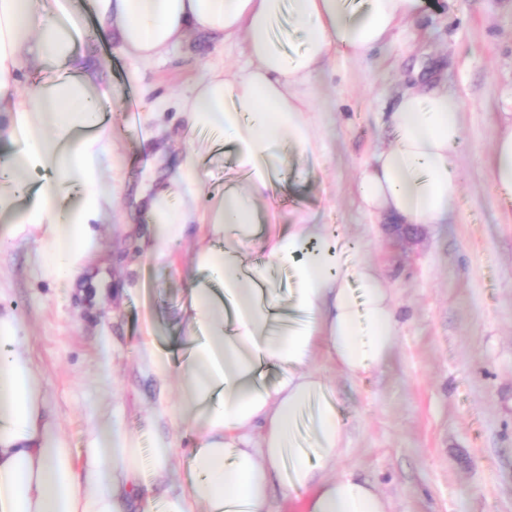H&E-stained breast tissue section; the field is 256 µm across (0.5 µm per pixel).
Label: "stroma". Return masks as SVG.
Segmentation results:
<instances>
[{
    "label": "stroma",
    "mask_w": 512,
    "mask_h": 512,
    "mask_svg": "<svg viewBox=\"0 0 512 512\" xmlns=\"http://www.w3.org/2000/svg\"><path fill=\"white\" fill-rule=\"evenodd\" d=\"M73 5L84 18L78 55L103 62L102 80L121 92L105 109L112 208L94 226L98 251L83 288L45 274L40 240L48 225L16 234L0 220V312L24 324L45 403L73 449L98 421L118 419L144 450L159 440L170 446L177 486L190 477L197 436L172 413L177 377L160 382L143 357L142 323L151 314L156 343L182 353L174 322L189 307L188 274L208 228L191 225L187 238L156 257L144 245L145 202L201 142L213 148L200 166V206L238 180L223 133L188 129L179 101L209 67L231 72L245 58L240 47L194 31L163 58L136 61L100 34L93 0ZM433 74L464 107L460 193L449 223L419 228L406 241L390 232L391 217L363 210L358 176L388 141L383 124L402 91ZM311 91L325 150L289 161L274 205L335 225L346 266L379 267L399 321L388 366L352 379L325 360L314 364L348 435L336 470L374 484L390 512H512V205L487 169L492 138L512 110V0H439L395 29L364 65L330 60Z\"/></svg>",
    "instance_id": "35a3bbf8"
}]
</instances>
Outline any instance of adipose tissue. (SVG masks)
I'll list each match as a JSON object with an SVG mask.
<instances>
[{
    "instance_id": "1",
    "label": "adipose tissue",
    "mask_w": 512,
    "mask_h": 512,
    "mask_svg": "<svg viewBox=\"0 0 512 512\" xmlns=\"http://www.w3.org/2000/svg\"><path fill=\"white\" fill-rule=\"evenodd\" d=\"M422 0H94L99 31L127 56L152 61L205 31L243 41L248 63L219 66L193 84L181 103L190 130H221L243 176L206 213L174 206L203 186L199 154L147 202L150 251L166 254L189 225H209L223 247H200L195 266L209 284L190 288L187 349L179 362L146 349L155 372L176 371V415L198 434L192 479L155 496L142 486L139 441L101 421L75 455L47 414L40 377L25 352L24 327L0 314V512H272L270 489L304 491V512H388L370 482L337 474L346 448L335 399L313 371L325 357L356 379L394 356L397 320L391 290L374 265L342 267L335 228L303 209L280 231L258 223L289 154L323 150L311 110L310 81L336 53L362 62L415 18ZM304 34L291 53L276 38L284 14ZM83 21L71 0H0V217L15 231L49 224L45 269L73 276L94 248L93 222L111 207L113 186L102 159L111 148L101 68L81 60ZM66 66L64 75L21 93L34 68ZM461 102L419 83L387 116L391 139L360 171L363 208L400 224H443L460 192L454 151L464 139ZM490 179L512 197V123L496 136ZM79 200L62 206L66 188ZM258 244L272 267L290 271L287 302L266 272L249 266L245 245ZM316 422L314 448L295 444L306 411Z\"/></svg>"
}]
</instances>
